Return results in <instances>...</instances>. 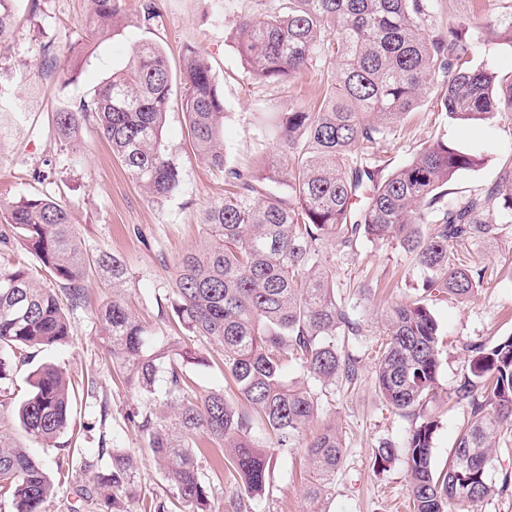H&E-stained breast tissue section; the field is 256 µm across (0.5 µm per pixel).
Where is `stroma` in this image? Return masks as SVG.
<instances>
[{"label": "stroma", "instance_id": "1", "mask_svg": "<svg viewBox=\"0 0 512 512\" xmlns=\"http://www.w3.org/2000/svg\"><path fill=\"white\" fill-rule=\"evenodd\" d=\"M165 21L146 28L139 20L136 0H129L125 25L117 34L96 38L86 20L90 0H45L40 19H31L27 0H17L11 49L0 57V204L22 197L49 194L67 207L80 238L93 252L121 257L129 272L128 302L151 336L180 337L193 354L186 365L196 391L224 384L223 350L212 340L191 336L159 316L172 293L175 263L200 242L199 221L204 209L224 195L223 172L200 162L187 136L180 95H173L164 127L170 157L181 172V186L171 197L154 201L134 184L108 142L94 126L82 129V146L72 150L54 135L53 116L63 107L90 99L96 88L125 67L128 50L137 41H153L166 50L171 65H178L185 45L199 48L210 61L224 95V144L234 165L278 160L279 152L261 124V113L279 112L291 103L310 104L324 85L315 72L304 73L285 85L265 84L244 70L233 45L242 14L267 9V0H159ZM429 33L448 30L449 16L482 21L499 12L504 0H432ZM84 47L79 70L70 83L56 73L41 70L45 50L63 54L70 46ZM443 140L475 155L480 164L459 175L448 189L461 195L492 183L506 164L512 163V116L488 122L452 123L433 102H424L399 123L383 148L386 172L405 165L413 154ZM472 266L487 268L482 288L468 301L451 297L433 301L430 308L443 330L439 398L431 410L438 427L432 462L435 469L448 465V450L467 422V411L451 394L469 368L472 344L493 346L512 334V224L493 243L469 245ZM336 282V296L354 305L361 320L360 334L347 348L360 361L359 380L323 390L321 417L336 422L343 435L344 460L326 501V512H409L408 478L403 462L387 468L374 463V450L382 442L405 445L413 427L411 418L387 407L375 390L374 355L381 343L380 319L394 301L419 297L424 271L412 256L390 242L359 241L354 252L334 249L325 254ZM87 304L72 321V335L62 345L35 350L30 364L0 380V412L15 414L29 390L34 366L52 363L68 373L89 379L92 389L81 391L74 416L85 428L75 445L64 439L31 448L49 472L64 466L74 477L54 484L41 512H80L77 485H94L93 472L83 460L98 468L110 464L100 448L127 451L134 466L128 480L131 492L122 497L123 512H141L145 499L170 497L171 484L158 466L146 440L128 415L144 409L143 400L116 383L115 367L101 336L98 310L112 298L108 279L90 274L85 281ZM80 447L83 457L73 456ZM217 445L203 449L199 460L210 486L214 512H224L234 484L228 471L216 470ZM275 463L264 495L252 502V512H307L304 498L307 463L303 449L275 450Z\"/></svg>", "mask_w": 512, "mask_h": 512}]
</instances>
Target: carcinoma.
Returning <instances> with one entry per match:
<instances>
[{
    "label": "carcinoma",
    "instance_id": "cac0c4a2",
    "mask_svg": "<svg viewBox=\"0 0 512 512\" xmlns=\"http://www.w3.org/2000/svg\"><path fill=\"white\" fill-rule=\"evenodd\" d=\"M14 2L0 0L1 57L10 49ZM91 3L95 34L123 27L126 0ZM140 6L143 25L162 22L156 0ZM431 11L432 0H273L265 13L240 16L233 44L253 79L285 84L316 62L326 67L319 102L292 104L275 116L282 163L274 170L230 164L224 96L194 46L184 47L174 70L160 44L136 42L126 67L91 100L55 113V131L67 142H78L94 120L128 176L158 201L180 186L163 129L173 88L181 85L188 138L199 159L224 172L226 189L202 214L203 245L176 262L169 311L161 316L220 343L231 396L219 388L200 397L190 388L188 352L175 336L146 335L122 297L124 261L92 254L63 204L35 195L0 207L7 227L0 243H19L53 284L37 283L21 262L0 265V380L28 364L30 350L68 342L89 273L111 278L112 301L100 312L108 352L120 382L147 398V410L130 421L175 490L169 501L150 500L144 512H211L202 451L193 446L199 433L224 448L218 465H227L237 482L232 512H251L273 465L252 437L256 421L274 447L304 446L309 512H326L343 464L342 436L328 423L308 442L303 437L320 416V390L358 380L359 360L345 342L359 335L360 320L336 298L324 249L349 252L362 238L396 242L429 272L426 296L396 302L384 314L375 389L387 406L416 420L405 450L384 443L374 451L375 464L384 469L404 456L413 512H470L512 487V475L498 484L490 478L500 440L512 435L511 334L491 348L470 345L469 371L453 390L467 423L440 471L431 462L437 423L423 412L438 396L442 354L427 298L463 300L481 286L484 271L465 264L463 249L498 238L499 225L486 215L512 223V167L493 185L452 197L448 183L479 164L473 154L438 140L387 175L380 155L397 123L429 98L450 121L512 114V73L474 62L479 44L512 48V11L472 29L450 18L447 34L430 35L424 26ZM291 361L306 376L299 384L288 378ZM30 386L17 411L25 434L52 442L74 431L72 400L84 381L44 363L31 372ZM130 462V454L114 452L111 466L97 474L95 512H120L116 493L128 488ZM51 492L45 464L17 443L10 421H1L0 498L11 501L13 512H40Z\"/></svg>",
    "mask_w": 512,
    "mask_h": 512
}]
</instances>
